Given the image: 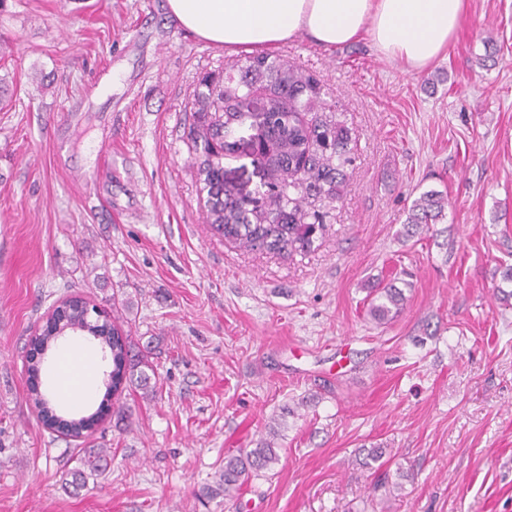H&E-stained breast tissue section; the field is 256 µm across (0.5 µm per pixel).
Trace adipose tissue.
Returning a JSON list of instances; mask_svg holds the SVG:
<instances>
[{
  "mask_svg": "<svg viewBox=\"0 0 512 512\" xmlns=\"http://www.w3.org/2000/svg\"><path fill=\"white\" fill-rule=\"evenodd\" d=\"M185 29L229 53L279 48L299 34L324 46L369 39L388 59L413 68L436 61L458 28L464 0H167ZM92 350L63 347L56 357L58 395L77 405L95 395Z\"/></svg>",
  "mask_w": 512,
  "mask_h": 512,
  "instance_id": "adipose-tissue-1",
  "label": "adipose tissue"
}]
</instances>
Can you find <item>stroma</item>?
<instances>
[{"label": "stroma", "instance_id": "1", "mask_svg": "<svg viewBox=\"0 0 512 512\" xmlns=\"http://www.w3.org/2000/svg\"><path fill=\"white\" fill-rule=\"evenodd\" d=\"M276 54L356 140L292 256L225 240L199 200L193 93L240 55L167 0H0V512H512V0H466L421 69L366 39ZM428 190L446 217L408 234ZM404 279L371 321L368 288ZM72 294L115 308L158 388L83 441L28 401L29 340ZM272 428L274 471L202 496ZM92 447L105 477L63 489ZM405 300L402 290L394 284L375 287L370 291L367 310L374 320L385 323L398 316Z\"/></svg>", "mask_w": 512, "mask_h": 512}]
</instances>
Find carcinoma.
Returning a JSON list of instances; mask_svg holds the SVG:
<instances>
[{"label":"carcinoma","mask_w":512,"mask_h":512,"mask_svg":"<svg viewBox=\"0 0 512 512\" xmlns=\"http://www.w3.org/2000/svg\"><path fill=\"white\" fill-rule=\"evenodd\" d=\"M268 93V116L259 138L260 153L268 167L270 188L257 190L265 201L262 209L224 194L225 153L231 152L227 138L245 119L241 111L257 90ZM195 121L188 133L189 149L195 155L197 175L206 192L205 222L224 238L245 247L292 255L311 249L326 224L328 204L340 197L351 163L350 130L336 122L333 106L323 100L319 80L280 58L259 54L224 73L207 76L194 91ZM448 197L427 191L415 199L406 223L416 228L438 224L445 217ZM405 295L394 284L370 291L367 310L379 323L392 320L403 310ZM99 340L112 353V379L106 393L116 395L129 383L155 392L148 370L150 363L133 353L128 338L110 315L92 323L87 335ZM53 394L32 388L31 401L48 428L67 437L82 438L97 422L107 405L80 418H65L51 407ZM280 462L275 442L259 441L254 448H242L224 457V468L215 485L203 488L208 498L231 497L251 478ZM80 466L65 474L64 485L83 486L88 479L105 475L109 465L107 449L89 450Z\"/></svg>","instance_id":"obj_1"}]
</instances>
